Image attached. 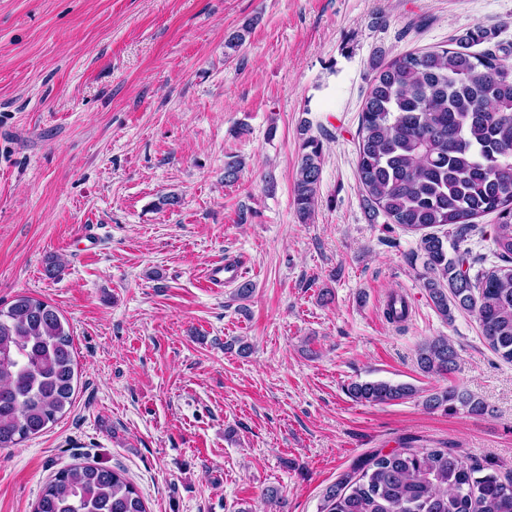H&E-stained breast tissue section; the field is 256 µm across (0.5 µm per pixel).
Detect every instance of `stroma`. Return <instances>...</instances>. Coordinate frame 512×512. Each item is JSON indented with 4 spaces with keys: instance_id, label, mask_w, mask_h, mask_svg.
<instances>
[{
    "instance_id": "stroma-1",
    "label": "stroma",
    "mask_w": 512,
    "mask_h": 512,
    "mask_svg": "<svg viewBox=\"0 0 512 512\" xmlns=\"http://www.w3.org/2000/svg\"><path fill=\"white\" fill-rule=\"evenodd\" d=\"M477 26L512 52V0H0V309L54 306L75 361L71 409L0 452V512H33L86 462L123 471L148 512H319L358 460L410 436L512 470V364L472 315L435 310L419 233L370 220L357 175L375 64ZM307 134L323 153L302 224ZM495 222L463 243L472 274L498 263ZM86 224L102 244L80 254ZM226 257L248 299L199 288ZM442 335L458 370L421 372L418 346ZM353 380L421 394L362 404ZM450 386L489 414L424 407ZM294 183V205L298 220L307 223L315 213L319 198L322 144L313 136L303 138Z\"/></svg>"
}]
</instances>
